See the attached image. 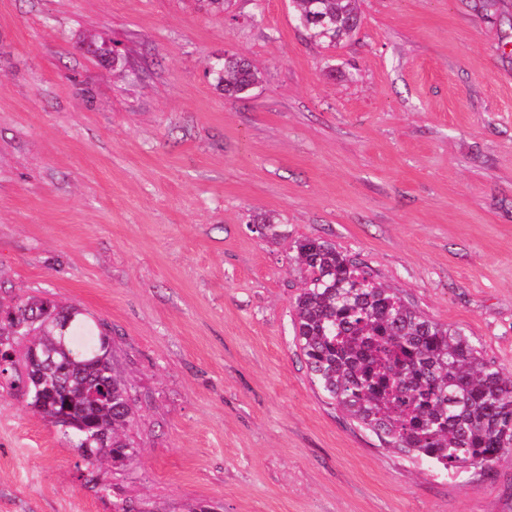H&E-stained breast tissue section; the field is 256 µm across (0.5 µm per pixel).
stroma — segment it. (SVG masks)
Listing matches in <instances>:
<instances>
[{
	"label": "stroma",
	"instance_id": "stroma-1",
	"mask_svg": "<svg viewBox=\"0 0 512 512\" xmlns=\"http://www.w3.org/2000/svg\"><path fill=\"white\" fill-rule=\"evenodd\" d=\"M359 12L332 42L290 0H0V303L111 325L139 449L101 496L2 386L0 512H512V448L451 480L380 447L294 340L288 257L322 237L512 378V0ZM227 51L260 75L240 102ZM216 86L229 100L241 99L259 83V73L252 64L236 54H225L211 66Z\"/></svg>",
	"mask_w": 512,
	"mask_h": 512
}]
</instances>
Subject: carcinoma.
Returning a JSON list of instances; mask_svg holds the SVG:
<instances>
[{
  "mask_svg": "<svg viewBox=\"0 0 512 512\" xmlns=\"http://www.w3.org/2000/svg\"><path fill=\"white\" fill-rule=\"evenodd\" d=\"M295 19L318 11L312 38L340 41L358 26L356 0H291ZM224 97L237 100L259 83L252 64L229 53L211 66ZM289 270L303 286L292 327L306 368L321 395L340 407L383 448L457 476L490 469L512 447V380L488 361L462 328L441 324L408 303L336 244L295 242ZM69 326H58L61 319ZM13 356L0 369L10 389L62 432L83 461L112 467L133 463L138 450L125 434L136 400L112 351L108 326L78 305L40 296L0 307V341ZM53 353L36 363L33 351ZM105 431L112 446L95 436Z\"/></svg>",
  "mask_w": 512,
  "mask_h": 512,
  "instance_id": "1",
  "label": "carcinoma"
}]
</instances>
